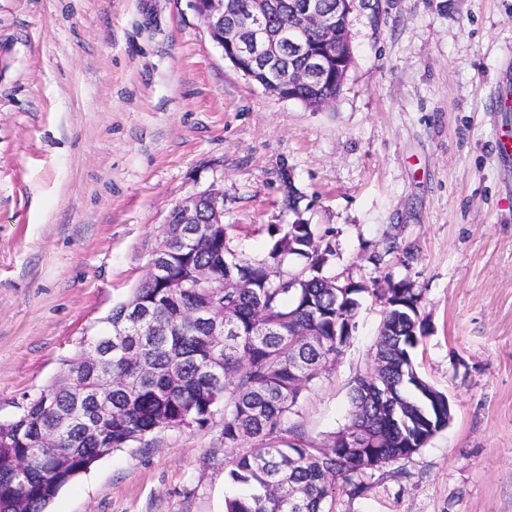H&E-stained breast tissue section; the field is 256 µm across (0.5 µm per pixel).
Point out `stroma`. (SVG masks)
<instances>
[{
	"instance_id": "stroma-1",
	"label": "stroma",
	"mask_w": 512,
	"mask_h": 512,
	"mask_svg": "<svg viewBox=\"0 0 512 512\" xmlns=\"http://www.w3.org/2000/svg\"><path fill=\"white\" fill-rule=\"evenodd\" d=\"M349 23L343 89L312 110L237 71L192 0H0V422L146 277L178 202L223 187L226 246L260 260L296 197L336 251L324 276L366 292L286 428L346 426L387 278L421 293L413 357L452 404L332 512H512V0H379ZM230 457L221 422L166 428L46 512H224Z\"/></svg>"
}]
</instances>
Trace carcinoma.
<instances>
[{"instance_id": "cac0c4a2", "label": "carcinoma", "mask_w": 512, "mask_h": 512, "mask_svg": "<svg viewBox=\"0 0 512 512\" xmlns=\"http://www.w3.org/2000/svg\"><path fill=\"white\" fill-rule=\"evenodd\" d=\"M267 17L274 33L295 28L309 39L319 33L300 25L292 0H275ZM340 78L299 84L289 95L305 105L339 95ZM266 258L253 261L229 250L224 240L199 250L177 248L168 274L142 282L112 310L108 326L80 346L74 359L95 350L77 385L97 397V427L73 428L51 448H33L30 436L50 426L54 409L69 406L63 376L31 398L10 421L0 423V512H43L63 486L96 461L133 448L166 428L209 426L220 415L224 447L251 439L257 446L238 453L225 474L236 492L225 512H325L337 483L351 495L363 493L359 476L371 460L385 467L417 454L448 426V396L418 373L413 349L425 335L421 294L407 281L388 282L392 301L384 308L374 359L384 367L358 377L351 390L347 430L365 431L361 452L322 446L295 434L274 441L301 397L346 346L345 324L358 306L337 299L321 275L333 255L308 224L278 229ZM224 256V287L196 288L185 268ZM295 255L305 260L297 274L282 270ZM179 312L224 318L235 335L219 344L200 320L175 323ZM309 331L297 335L298 329Z\"/></svg>"}]
</instances>
